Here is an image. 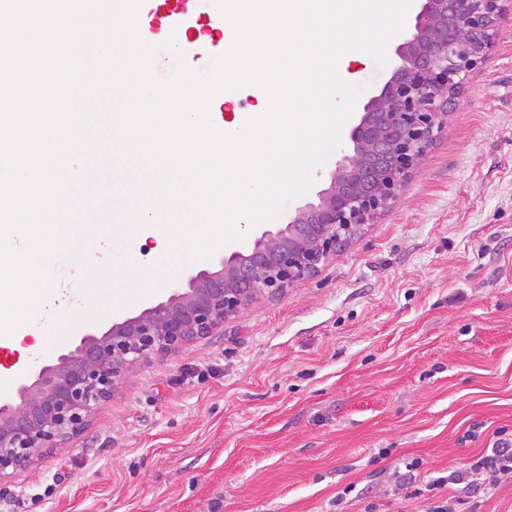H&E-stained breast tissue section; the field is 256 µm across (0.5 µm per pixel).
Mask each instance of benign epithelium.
Returning a JSON list of instances; mask_svg holds the SVG:
<instances>
[{
	"label": "benign epithelium",
	"mask_w": 512,
	"mask_h": 512,
	"mask_svg": "<svg viewBox=\"0 0 512 512\" xmlns=\"http://www.w3.org/2000/svg\"><path fill=\"white\" fill-rule=\"evenodd\" d=\"M499 0H421L382 86L362 104L327 185L191 269L167 297L119 317L19 381L0 402V498L47 448H64L140 366L213 335L253 302L318 274L401 194L444 124L467 76L495 42Z\"/></svg>",
	"instance_id": "benign-epithelium-1"
}]
</instances>
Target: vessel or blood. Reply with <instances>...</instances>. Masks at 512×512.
<instances>
[{
	"instance_id": "b4317fda",
	"label": "vessel or blood",
	"mask_w": 512,
	"mask_h": 512,
	"mask_svg": "<svg viewBox=\"0 0 512 512\" xmlns=\"http://www.w3.org/2000/svg\"><path fill=\"white\" fill-rule=\"evenodd\" d=\"M136 21L142 41L154 45L174 40L193 69L212 65L235 41L233 32L224 29L216 0H141Z\"/></svg>"
}]
</instances>
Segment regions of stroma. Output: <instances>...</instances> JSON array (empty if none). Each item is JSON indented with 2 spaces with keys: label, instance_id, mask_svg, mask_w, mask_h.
<instances>
[{
  "label": "stroma",
  "instance_id": "1",
  "mask_svg": "<svg viewBox=\"0 0 512 512\" xmlns=\"http://www.w3.org/2000/svg\"><path fill=\"white\" fill-rule=\"evenodd\" d=\"M392 207L313 278L138 368L70 448L13 480L28 512H421L512 433V0ZM0 345L18 379L86 323ZM388 449L377 459L379 449ZM419 468H411L412 460Z\"/></svg>",
  "mask_w": 512,
  "mask_h": 512
}]
</instances>
